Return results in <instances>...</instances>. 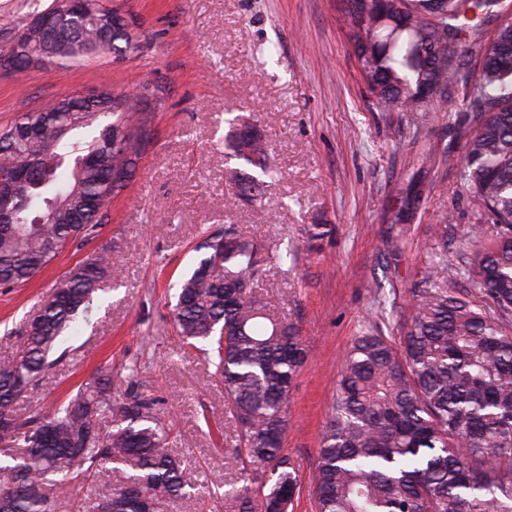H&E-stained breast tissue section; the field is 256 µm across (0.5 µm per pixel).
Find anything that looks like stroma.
<instances>
[{"instance_id": "stroma-1", "label": "stroma", "mask_w": 512, "mask_h": 512, "mask_svg": "<svg viewBox=\"0 0 512 512\" xmlns=\"http://www.w3.org/2000/svg\"><path fill=\"white\" fill-rule=\"evenodd\" d=\"M137 50L106 52L70 66L0 75V127L63 96L109 84L137 95L151 133L129 179L112 197L97 237L69 245L27 284L0 287V361L13 357L27 320L77 265L108 250L117 281H106L89 320L63 336L42 386L20 412L48 410L96 375L143 365L112 386L155 399L173 430L170 452L190 461L197 493L173 512H224L222 495L266 493L260 467L235 452L239 431L224 387L201 347L182 343L171 307L177 282L199 246L235 226L269 246L293 244V263H268L253 288L259 301L299 327L308 352L290 397L283 454L299 478L294 512H315L313 478L341 358L368 326L383 293L421 277L432 225H448V259L474 267L471 198L460 177L476 123L457 101L410 123L376 106L361 71L346 0H112ZM247 115L281 172L257 202L236 198L224 172L241 167L228 122ZM437 151L418 169L423 146ZM423 194L409 203L407 187ZM410 211L401 224L397 215ZM445 223V222H444ZM400 242V252L390 249ZM101 470L88 487L61 497L55 512H87L134 474Z\"/></svg>"}]
</instances>
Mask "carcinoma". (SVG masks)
<instances>
[{"mask_svg": "<svg viewBox=\"0 0 512 512\" xmlns=\"http://www.w3.org/2000/svg\"><path fill=\"white\" fill-rule=\"evenodd\" d=\"M365 82L383 112H429L461 89V106L479 118L464 145L461 179L476 200V220L492 218L491 246L468 271L477 304L448 290V225H432L440 245L420 283L405 289L401 336L370 326L344 354L314 475L317 512H512V16L504 0H388L391 25L372 0H347ZM114 26L124 24L101 0ZM490 42L482 43L486 27ZM33 54L44 44L29 35ZM107 26L92 16L51 49L55 64L100 54ZM479 43L483 64L462 78L457 44ZM237 158L260 170L233 168L229 183L255 200L277 182L262 136L237 132ZM148 116L129 93L103 88L26 112L0 129V178L28 169L11 218L0 221V287L28 283L68 244L93 236L100 202L128 187L134 160L149 138ZM203 257L180 282L172 309L177 334L204 354L224 384L238 424L239 456L270 472L261 512L293 506L298 490L282 440L293 383L306 362L299 329L271 314L251 290L264 272V243L233 227L202 244ZM112 271L107 251L75 267L21 331L18 355L0 363V502L10 512H54L62 489L75 490L109 464L135 461L138 473L94 505V512H159L189 494L186 460L168 452L171 429L155 401L112 400L109 380L82 383L48 413L20 414L17 404L48 367L59 336L88 317ZM120 424L101 425L112 416ZM224 512H252L247 491L224 494Z\"/></svg>", "mask_w": 512, "mask_h": 512, "instance_id": "cac0c4a2", "label": "carcinoma"}]
</instances>
